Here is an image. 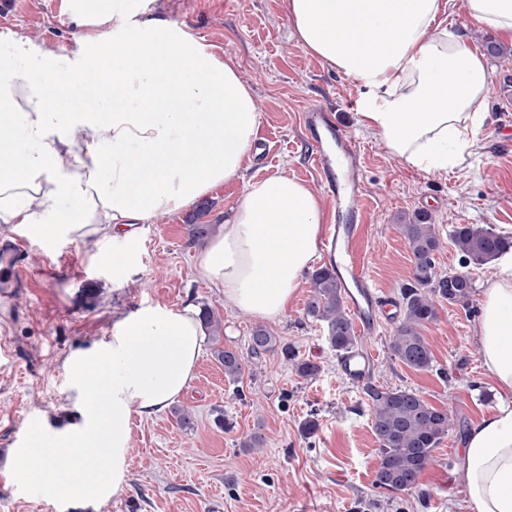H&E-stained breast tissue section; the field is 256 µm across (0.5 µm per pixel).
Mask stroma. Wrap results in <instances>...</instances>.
<instances>
[{"instance_id":"1","label":"stroma","mask_w":512,"mask_h":512,"mask_svg":"<svg viewBox=\"0 0 512 512\" xmlns=\"http://www.w3.org/2000/svg\"><path fill=\"white\" fill-rule=\"evenodd\" d=\"M62 0H0V32L33 36L68 55L77 45L61 13ZM141 19L166 16L219 57L231 58L256 98L257 125L267 140L262 161L248 160L242 179L214 188L204 220L218 225L244 182L284 171L313 189L321 184L302 126L307 108L334 112L361 147L368 228L362 242L366 268L379 288L400 295L412 278L411 253L397 226L402 217L431 215L440 239L439 272L468 273L482 288L495 264L465 263L451 241L456 225L490 228L512 238V104L489 103L481 146L448 173L429 176L392 157L381 138L357 122L354 82L298 47L283 0H125ZM187 213L146 225L125 285L112 277L111 239L47 238L23 242L29 286L0 297V470H11L10 450L32 430L53 433L76 410L68 364L110 340L113 325L149 303L191 301L212 308L224 345L237 349L244 370L230 381L206 344L192 386L178 408L193 419L182 429L171 411L133 419L130 478L122 493L101 505L60 508L45 492L17 484L0 487V512H463V487L452 484L458 442L468 425L490 412L493 382L472 337L479 301L441 305L426 325L434 362L416 371L395 360L390 341L397 323L381 319L362 335L376 356L370 380L416 390L447 408L452 426L419 478L415 492L375 487L379 464L363 387L337 373V353L322 324L304 313L310 288L301 285L270 330L321 367L312 381L298 377L277 352L251 355L258 321L231 313L217 289L194 269ZM225 425H218L217 416ZM316 418L307 437L302 423ZM264 445L244 447L253 434Z\"/></svg>"}]
</instances>
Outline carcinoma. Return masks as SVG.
I'll return each instance as SVG.
<instances>
[{"label":"carcinoma","mask_w":512,"mask_h":512,"mask_svg":"<svg viewBox=\"0 0 512 512\" xmlns=\"http://www.w3.org/2000/svg\"><path fill=\"white\" fill-rule=\"evenodd\" d=\"M411 252L412 280L402 291L403 319L390 343L394 359L416 371L432 368L433 356L422 335L426 324L438 317L437 304L468 305L472 281L456 274L442 275L436 267L439 239L435 225L426 214L416 213L398 225ZM453 242L464 260L484 265L512 247V240L491 229L459 224L453 230ZM311 294L305 305L306 316L325 324L331 347L341 352L359 343V335L344 312L342 290L336 274L319 267L309 274ZM254 356L280 351L296 374L304 380L318 377L321 367L299 357L296 350L281 342L264 326L253 328L249 344ZM215 357L224 367V375L237 381L243 373L239 353L230 347H218ZM372 429L379 443V466L375 485L393 493H409L418 485L421 472L433 460V454L448 434L451 419L448 410L428 403L417 391L407 388L365 389Z\"/></svg>","instance_id":"cac0c4a2"}]
</instances>
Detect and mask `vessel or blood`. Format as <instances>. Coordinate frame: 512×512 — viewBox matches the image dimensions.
Wrapping results in <instances>:
<instances>
[{
	"label": "vessel or blood",
	"instance_id": "1",
	"mask_svg": "<svg viewBox=\"0 0 512 512\" xmlns=\"http://www.w3.org/2000/svg\"><path fill=\"white\" fill-rule=\"evenodd\" d=\"M304 122L315 168L336 203V222L329 225L322 241L320 261L335 268L351 315L368 332L375 325L378 311L396 312L400 304L380 293L361 253L367 212L360 180V145L322 109L309 108ZM26 285L21 248L9 240L0 242V293H16ZM373 363L372 352L358 346L339 355L338 372L345 381L360 385L370 377Z\"/></svg>",
	"mask_w": 512,
	"mask_h": 512
}]
</instances>
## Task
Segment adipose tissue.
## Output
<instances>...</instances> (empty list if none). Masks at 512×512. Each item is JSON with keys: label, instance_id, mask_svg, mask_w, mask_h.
<instances>
[{"label": "adipose tissue", "instance_id": "adipose-tissue-1", "mask_svg": "<svg viewBox=\"0 0 512 512\" xmlns=\"http://www.w3.org/2000/svg\"><path fill=\"white\" fill-rule=\"evenodd\" d=\"M447 0H284L297 45L352 79L361 126L426 174L461 165L489 119L485 51L448 28ZM469 23L512 44V0H463ZM77 50L0 39V224L49 237L101 235L118 245L141 225L190 209L243 177L258 105L234 63L183 26L147 21L120 0H62ZM327 214L307 184L278 172L245 182L199 249L195 271L232 312L276 321L311 270ZM480 359L499 393L466 431L451 473L468 512H512V256L481 291ZM207 332L197 304H149L70 363L79 422L34 432L17 481L60 503L117 496L129 479L131 420L190 387Z\"/></svg>", "mask_w": 512, "mask_h": 512}]
</instances>
